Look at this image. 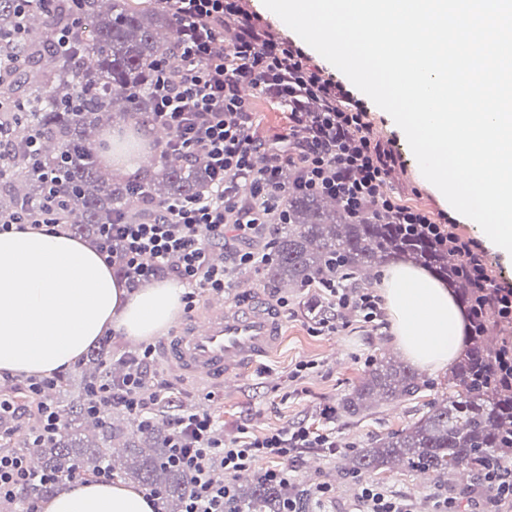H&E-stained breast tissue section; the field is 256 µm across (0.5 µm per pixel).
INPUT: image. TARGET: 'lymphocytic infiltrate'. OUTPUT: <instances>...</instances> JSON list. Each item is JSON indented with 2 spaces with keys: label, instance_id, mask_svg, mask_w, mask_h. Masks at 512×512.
<instances>
[{
  "label": "lymphocytic infiltrate",
  "instance_id": "lymphocytic-infiltrate-1",
  "mask_svg": "<svg viewBox=\"0 0 512 512\" xmlns=\"http://www.w3.org/2000/svg\"><path fill=\"white\" fill-rule=\"evenodd\" d=\"M169 2L180 38L173 56L154 63L152 121L172 131V149L206 165L212 183L200 196L162 205L158 215L101 226L96 245L109 265L124 272L129 286L171 275L185 288V311H192L201 293L224 292L237 271L270 262L265 233L287 223L288 194L304 192L336 200L353 219L396 224L453 250L462 275L477 290L469 334H480L489 314L500 326L512 325V285L498 282L477 243L459 232L457 220L403 203L391 191L399 157L378 139L370 108L342 81L249 10L246 0ZM228 27L234 31L229 43ZM246 86L287 112V133L271 140L258 135L253 102L242 93ZM66 206L54 197L24 215L0 216V232L27 226L60 230L58 212ZM215 243L227 247L226 261H213ZM323 293L331 311L316 319L317 334H336L355 313L367 323L382 316L374 292L333 279L324 283ZM154 353L148 345L130 356L121 384L108 375L96 383L97 414L121 404L140 429L158 417L168 384L146 377ZM168 423L174 435L168 461L190 482L183 512H238L235 480L257 458L288 461L302 449L336 445L330 434L300 426L220 439L213 416L200 406L171 414ZM55 481L32 468L27 454L0 451V505L39 512V488Z\"/></svg>",
  "mask_w": 512,
  "mask_h": 512
}]
</instances>
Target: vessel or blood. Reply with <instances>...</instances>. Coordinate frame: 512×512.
I'll return each instance as SVG.
<instances>
[{
	"instance_id": "1",
	"label": "vessel or blood",
	"mask_w": 512,
	"mask_h": 512,
	"mask_svg": "<svg viewBox=\"0 0 512 512\" xmlns=\"http://www.w3.org/2000/svg\"><path fill=\"white\" fill-rule=\"evenodd\" d=\"M282 319L250 292L211 297L198 313L182 318L161 347L182 377L210 386L234 384L279 344Z\"/></svg>"
}]
</instances>
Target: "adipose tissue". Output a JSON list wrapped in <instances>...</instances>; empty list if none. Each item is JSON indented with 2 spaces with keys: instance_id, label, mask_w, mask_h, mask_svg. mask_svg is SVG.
Masks as SVG:
<instances>
[{
  "instance_id": "adipose-tissue-1",
  "label": "adipose tissue",
  "mask_w": 512,
  "mask_h": 512,
  "mask_svg": "<svg viewBox=\"0 0 512 512\" xmlns=\"http://www.w3.org/2000/svg\"><path fill=\"white\" fill-rule=\"evenodd\" d=\"M380 292L402 355L446 372L467 330L448 287L426 269L397 264ZM174 281L129 291L96 248L65 233H0V378L49 376L73 366L108 329L139 339L167 328L182 308ZM42 512H155L132 485L88 480L50 496Z\"/></svg>"
}]
</instances>
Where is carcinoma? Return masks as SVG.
<instances>
[{
	"mask_svg": "<svg viewBox=\"0 0 512 512\" xmlns=\"http://www.w3.org/2000/svg\"><path fill=\"white\" fill-rule=\"evenodd\" d=\"M18 18L15 0H0V120L10 124L11 152L0 173V212L25 213L45 197L46 187L27 159V137L40 146V161L62 173L59 189L73 205L66 217L74 234L97 236L103 224L137 214L151 204L198 196L210 186L201 163L176 155L155 157L140 182L142 193L102 171L96 130L115 121L153 111L150 94L155 59L172 50L175 18L160 5L134 0H87L80 34L60 52L49 32L71 20L70 2L58 0L49 11L44 0H25ZM290 223L275 242L267 274L280 286L311 288L343 269L368 275L391 260L404 258L433 270L467 304L475 289L455 272L458 257L435 248L422 236L407 237L396 224L358 223L322 197L292 193L285 200ZM488 335L472 339L465 355L450 368L455 392L427 403L414 423L372 440L349 456L354 473L392 464L437 476L459 472L478 482L490 467H512V386L497 379L496 348ZM109 340L90 355L80 377L60 383L51 397L65 417L63 431L35 449L42 471L64 479L78 468L122 460L116 476L161 492L173 509L184 506L190 483L167 464L172 434L159 422L135 429L125 417L97 419L87 397L101 375ZM422 389L414 369L392 358L374 359L365 378L342 402L350 418L373 405L410 398ZM288 487L258 475L239 490L247 512H281Z\"/></svg>",
	"mask_w": 512,
	"mask_h": 512,
	"instance_id": "carcinoma-1",
	"label": "carcinoma"
}]
</instances>
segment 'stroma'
I'll use <instances>...</instances> for the list:
<instances>
[{
    "label": "stroma",
    "instance_id": "1",
    "mask_svg": "<svg viewBox=\"0 0 512 512\" xmlns=\"http://www.w3.org/2000/svg\"><path fill=\"white\" fill-rule=\"evenodd\" d=\"M373 118L382 142L391 143L403 162L402 172L391 182L394 190L407 202L435 211L449 210V203L423 177L403 131L391 116L378 108ZM233 281L249 283L254 295L268 303L278 295L287 298L288 306L281 311L284 326L280 345L252 366L239 386L230 389L186 382L164 359H156L149 374L171 384L163 413H174L184 405L205 407L217 420L218 432L227 438L242 431L262 435L292 426L333 433L335 452L308 448L287 465L290 485L303 490L320 483L331 486L333 495L322 512H358L359 483L363 480L409 500L413 512H433L435 494L448 491L446 480L433 477L423 483L418 472L403 466L358 475L348 471L345 457L374 438L411 424L426 411L428 402L448 396L447 375L421 372L424 386L418 398L394 400L372 408L361 418H348L341 402L361 382L370 360L402 357L392 341L388 319L371 327L354 318L341 332L318 336L308 324V307L317 300L314 289H280L264 272L251 270L239 271ZM303 362L311 363V370L301 379L291 380L292 370Z\"/></svg>",
    "mask_w": 512,
    "mask_h": 512
}]
</instances>
